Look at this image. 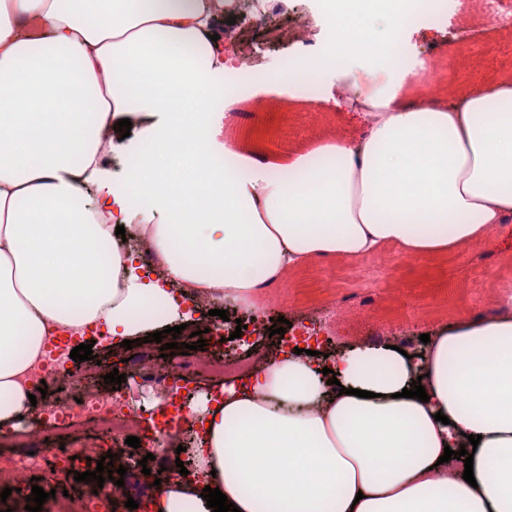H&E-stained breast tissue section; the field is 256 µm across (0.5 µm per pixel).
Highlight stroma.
<instances>
[{
	"label": "stroma",
	"instance_id": "stroma-1",
	"mask_svg": "<svg viewBox=\"0 0 512 512\" xmlns=\"http://www.w3.org/2000/svg\"><path fill=\"white\" fill-rule=\"evenodd\" d=\"M491 7L490 0H449L444 18L426 14L402 31L394 46L401 59L398 67H391L386 56L356 54L326 68L321 78L322 99L303 100L287 85L253 87L249 99L232 106L239 114L236 137L267 153L285 154L304 147L320 132L360 136V124L351 110L353 100L382 86L389 72L407 79L434 55L446 65L442 81L428 91L402 87L403 98L451 103L473 84L511 77L512 23L485 30L477 44L455 36L460 26H480ZM256 11L279 23L296 14L316 18L312 34L317 47H325L330 40L326 24L319 18L320 0H241L242 14ZM460 262L455 256L419 266L395 256L381 269L369 261L358 266L327 264L319 270L301 269L290 276L293 288L289 299L300 311L319 313L331 308L334 299L347 289H357V311L337 318L331 327L341 345L363 336L377 337L384 331L413 336L420 333L423 323L448 322L459 308L475 305L484 279L495 280L497 289L512 290V269L490 272L476 266L465 277L451 278Z\"/></svg>",
	"mask_w": 512,
	"mask_h": 512
}]
</instances>
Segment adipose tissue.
<instances>
[{"mask_svg": "<svg viewBox=\"0 0 512 512\" xmlns=\"http://www.w3.org/2000/svg\"><path fill=\"white\" fill-rule=\"evenodd\" d=\"M235 0H0V425L31 409L43 339L103 325L134 336L147 305L206 294L260 298L310 262L393 253L418 263L512 236V80L443 107L372 91L361 140L313 139L277 162L225 136L224 43ZM140 133L124 185L103 168ZM251 163L240 176L216 156ZM330 167L309 170L311 159ZM151 273L111 250L115 225ZM177 292H169V284ZM404 356L389 337L329 355L272 351L214 400L201 481L155 449L149 512H512V303L456 311ZM420 381L429 400L402 397ZM444 421H436V413ZM480 443L474 483L445 450Z\"/></svg>", "mask_w": 512, "mask_h": 512, "instance_id": "adipose-tissue-1", "label": "adipose tissue"}]
</instances>
